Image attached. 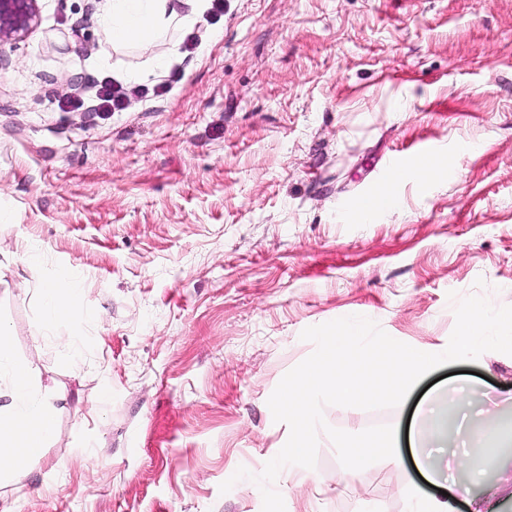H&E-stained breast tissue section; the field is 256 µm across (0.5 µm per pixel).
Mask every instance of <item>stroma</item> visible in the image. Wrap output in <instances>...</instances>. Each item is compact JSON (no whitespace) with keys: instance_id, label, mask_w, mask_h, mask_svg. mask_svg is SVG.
<instances>
[{"instance_id":"1","label":"stroma","mask_w":512,"mask_h":512,"mask_svg":"<svg viewBox=\"0 0 512 512\" xmlns=\"http://www.w3.org/2000/svg\"><path fill=\"white\" fill-rule=\"evenodd\" d=\"M105 0H39L0 44V323L58 409L14 512H262L254 483L289 436L267 401L311 355L302 331L364 315L442 350L458 296L512 305V0H224L192 46L113 48ZM160 71L117 112L66 107ZM449 173L420 178L424 158ZM394 169L393 205L358 219ZM82 291L42 335L40 278ZM512 395V356L422 377L398 409L328 406L332 427H396L397 458L343 481L320 436L286 512H412L407 429L444 375ZM251 479L219 486L238 467Z\"/></svg>"}]
</instances>
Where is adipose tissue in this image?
I'll list each match as a JSON object with an SVG mask.
<instances>
[{
	"label": "adipose tissue",
	"instance_id": "obj_1",
	"mask_svg": "<svg viewBox=\"0 0 512 512\" xmlns=\"http://www.w3.org/2000/svg\"><path fill=\"white\" fill-rule=\"evenodd\" d=\"M209 8L208 0H108L102 21L118 47L163 38L180 40ZM66 276L38 282L36 291L53 318L73 315L82 301L79 290L67 287ZM10 335L0 327V393L11 401L0 406V477L26 475L42 456L56 422L57 410L34 389L32 368L14 360ZM455 410H474L477 422L467 433L465 448H457L458 432L439 405H431L411 432L416 464L427 482L440 485L441 453L454 449L455 466L471 481L483 476L476 453L512 447V420L492 422V410L475 409L478 390L469 383H449L446 391Z\"/></svg>",
	"mask_w": 512,
	"mask_h": 512
}]
</instances>
